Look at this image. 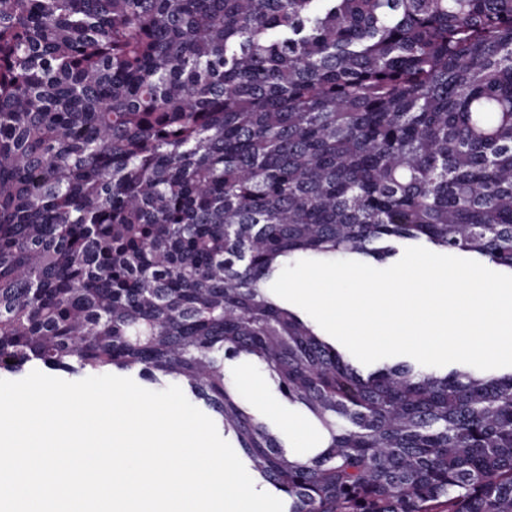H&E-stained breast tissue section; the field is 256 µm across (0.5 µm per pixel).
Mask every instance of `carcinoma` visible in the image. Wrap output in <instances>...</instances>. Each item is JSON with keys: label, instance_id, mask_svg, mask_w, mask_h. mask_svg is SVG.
Segmentation results:
<instances>
[{"label": "carcinoma", "instance_id": "obj_1", "mask_svg": "<svg viewBox=\"0 0 512 512\" xmlns=\"http://www.w3.org/2000/svg\"><path fill=\"white\" fill-rule=\"evenodd\" d=\"M397 241L512 275V0H0V372L182 377L288 512H512V372L364 374L268 292ZM413 246H422L424 248H427L430 251H433V252L439 253V254L452 255V256H456V257H460V258H466V259L475 260L468 253L457 252V251H450V250H448V251L438 250V249L434 248L433 246H431L430 244H427V243H424V242L405 241V242H401V243L397 244L398 254L395 257H391V258H389V259H387V260H385L383 262H373V261H371V262L366 263V264L370 265V266H372L374 268H377V269L388 268V267L392 266L393 264H395L397 261L400 260V258L403 255V252H404L405 248L413 247ZM475 261H477V260H475ZM477 262H479V261H477ZM479 263H481L486 268H488V269H490L492 271L505 274L498 267L494 266L493 264H489L487 262H479ZM226 373L237 388L238 394L244 404L255 414L260 416L269 426L271 431L276 434L283 444L287 447L286 449L293 453H299L300 448H297L300 439L303 446L301 448H309V436L305 427L292 415L281 412L277 408H273L272 411L279 417H277L270 409L268 405L258 404L265 402V394L261 388V384L256 379H251L250 387L244 382L245 377H257L263 380L266 385L267 399L272 405L278 403L289 407L292 412L300 421L305 422L308 428L313 432L317 433L315 443H319L320 428L314 421L310 413L302 406H291L288 403L282 401L274 390V385L269 377L268 373L263 371L261 368L256 366H250L241 362L240 360H226L225 361ZM250 392L252 394L249 393ZM257 402H254L253 399ZM285 427H283L280 424ZM287 428V429H286ZM292 432V433H288ZM298 438H297V436Z\"/></svg>", "mask_w": 512, "mask_h": 512}]
</instances>
